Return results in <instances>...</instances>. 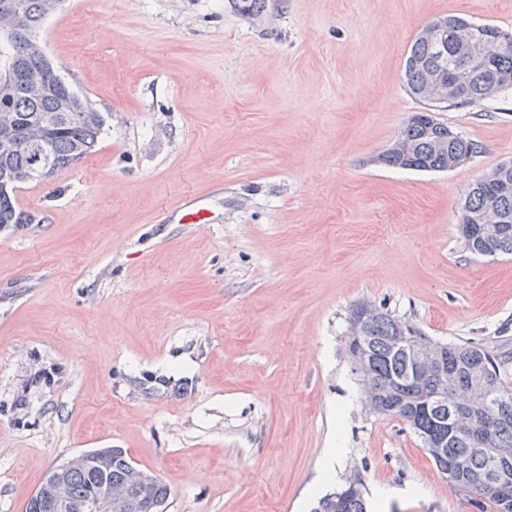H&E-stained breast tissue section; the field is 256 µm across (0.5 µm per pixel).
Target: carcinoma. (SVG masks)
Here are the masks:
<instances>
[{
  "label": "carcinoma",
  "instance_id": "1",
  "mask_svg": "<svg viewBox=\"0 0 512 512\" xmlns=\"http://www.w3.org/2000/svg\"><path fill=\"white\" fill-rule=\"evenodd\" d=\"M7 2L25 16L26 23L12 40H0V72L8 75L0 80V115L8 114L12 120L8 142H0V181L9 180L19 186L46 181L94 152L105 117L88 98L73 90L50 60L38 53L45 22L56 13L51 0ZM502 33L495 25L450 15L445 43L415 39L404 76L410 92L425 100L429 109L407 120L377 162L393 168L439 172L448 170V165L464 156L474 158L484 151L481 143L450 132L448 125L432 115V108L474 106L512 90V44H503ZM34 74L48 85V92L38 98L29 91V78ZM452 83L460 85V94L440 96L438 86ZM503 182L512 184V169L500 165L473 183L461 203L459 230L466 249L474 255H483L485 226L512 227V190H499ZM35 220V215L17 207L15 197H0V227L32 224ZM360 335L365 337L371 353L369 379L382 392L379 414L399 420L422 441L437 415L455 411L457 396L470 391L474 370L487 368L491 372V398L512 402V390L503 384L488 353L466 343L450 344L445 356L448 370L456 373V382L448 386L446 406L437 413L427 412L419 408V395L435 391L437 381H430L422 389L409 385L398 394L387 392V388L408 368L405 356L393 349L394 337L413 336L421 343L429 338L414 323L399 320L382 308L367 319ZM484 436L508 450L509 458L506 484L481 497L492 502L496 512H512V413L504 419L483 420L476 412L456 411L454 421L448 422L446 453L450 463L458 456L466 457L468 472L458 476L452 488L460 491L484 473L487 461L479 446ZM111 458V467L104 475L94 468L71 470L66 477L70 496L83 498L103 479L112 483L114 491L132 492L128 482L132 460L122 448L111 449ZM150 493L152 501L143 503L140 512H153L152 502L165 501L171 495L167 484L159 479ZM314 512H366L365 494L358 488L327 493L318 500Z\"/></svg>",
  "mask_w": 512,
  "mask_h": 512
}]
</instances>
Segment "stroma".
I'll list each match as a JSON object with an SVG mask.
<instances>
[{
  "label": "stroma",
  "mask_w": 512,
  "mask_h": 512,
  "mask_svg": "<svg viewBox=\"0 0 512 512\" xmlns=\"http://www.w3.org/2000/svg\"><path fill=\"white\" fill-rule=\"evenodd\" d=\"M448 14L512 31V0H67L48 19L105 126L17 189L37 223L0 229V512L96 448L162 479L169 512H311L330 448L367 512H494L365 410L346 352L369 302L484 348L512 387V255L458 231L469 185L512 160V93L437 111L484 146L462 167L373 162L422 110L404 62ZM192 195L207 231L171 218Z\"/></svg>",
  "instance_id": "stroma-1"
}]
</instances>
